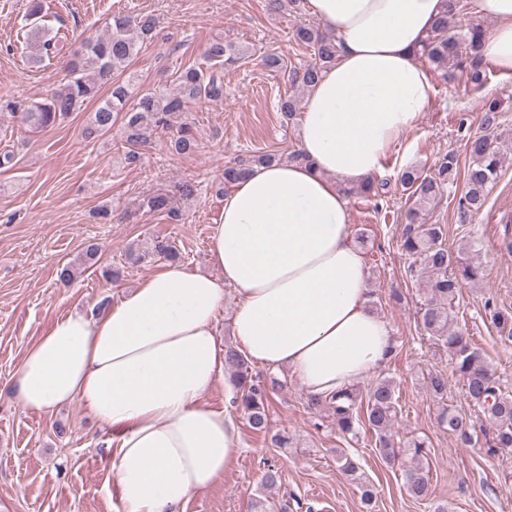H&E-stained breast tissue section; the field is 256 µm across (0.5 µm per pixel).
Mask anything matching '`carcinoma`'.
I'll list each match as a JSON object with an SVG mask.
<instances>
[{
    "instance_id": "1",
    "label": "carcinoma",
    "mask_w": 512,
    "mask_h": 512,
    "mask_svg": "<svg viewBox=\"0 0 512 512\" xmlns=\"http://www.w3.org/2000/svg\"><path fill=\"white\" fill-rule=\"evenodd\" d=\"M459 9L457 0L453 12L443 15L424 41L421 55L444 79L448 78L451 67L467 70L470 83L478 88L486 78L479 61L484 29L479 24L461 23L457 19ZM156 28V18L149 14L114 18L110 32L88 43L86 57L71 64L57 90L20 112V122L37 133L54 126L84 103L94 102L96 108L82 130L83 137H103L117 125L126 144L136 147L163 133H170L169 116L183 111L186 105L201 98L215 100L223 97L221 69L237 62L238 56L221 40L208 44L203 63L176 72L172 92L145 90L135 75L126 74L129 63L154 37ZM34 39L37 61L56 54L57 41L44 40L37 34ZM294 40L311 52L312 61L289 68L288 76L293 85L306 90L336 61V39L326 36L318 26L303 25L295 30ZM171 143L178 155L197 148L195 137L186 127L172 135ZM466 152L469 164L464 172V196L459 201V214L463 220L483 209L505 162L501 149L487 134L469 138ZM280 160L278 154L266 153L230 162L224 166V186L230 187L243 179L254 165ZM458 172V159L453 154L444 156L432 173L416 167L402 169L399 180L409 191L411 207L405 213L401 247L413 259L412 267L426 277L427 298L418 310L424 331L448 349L453 372L462 380L467 399L482 410L494 428V447L512 448V395L503 391L470 338L453 328L456 296L462 288L478 283L483 276L476 244L472 242L454 253L446 245L443 225L417 223L419 215L440 200L444 189L454 185ZM129 257L141 262L155 257L174 259L177 253L171 246L157 242L151 247L130 251ZM487 310L494 326L512 340V312L490 303ZM224 358L237 386L236 403L243 410L249 428L258 434L269 432L271 421L266 385L252 374L249 360L241 352L227 349ZM427 386L434 397L442 400L448 394V376L440 372L431 374ZM357 401L355 388L329 399L336 429L345 436L356 438L360 427L368 424L378 435L380 455L389 462L395 461L396 452L390 435L397 417L393 382L382 378L371 384L363 415L358 412ZM440 423L458 435L462 444L472 443L466 417L453 407H443ZM404 487L410 497L426 500L431 488L429 470L418 463L404 470Z\"/></svg>"
}]
</instances>
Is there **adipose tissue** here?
Masks as SVG:
<instances>
[{
	"mask_svg": "<svg viewBox=\"0 0 512 512\" xmlns=\"http://www.w3.org/2000/svg\"><path fill=\"white\" fill-rule=\"evenodd\" d=\"M494 27L481 59L512 75V0H469ZM447 0H308L338 57L309 88L300 117L304 162L253 166L212 228L214 274L169 262L100 317L56 319L28 347L12 392L50 413L80 402L110 434L123 512H180L234 466L240 435L205 405L233 389L216 337L225 287L232 334L260 365L287 369L309 395L331 398L379 369L392 330L370 306L368 271L340 187L375 176L431 99L417 57Z\"/></svg>",
	"mask_w": 512,
	"mask_h": 512,
	"instance_id": "ef3b65f1",
	"label": "adipose tissue"
}]
</instances>
